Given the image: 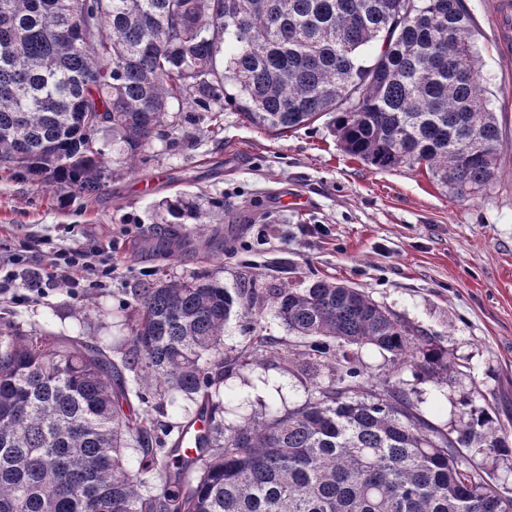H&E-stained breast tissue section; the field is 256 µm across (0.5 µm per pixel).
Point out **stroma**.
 <instances>
[{"label":"stroma","instance_id":"obj_1","mask_svg":"<svg viewBox=\"0 0 512 512\" xmlns=\"http://www.w3.org/2000/svg\"><path fill=\"white\" fill-rule=\"evenodd\" d=\"M499 3L464 0L480 82L503 131L482 196L456 200L415 168L368 167L340 150L322 120L277 137L228 108L213 135L208 113L196 110L152 142L136 172L90 199L0 173V254L25 257L1 263L0 281L27 287L54 248L96 247L113 267L104 283L88 270L79 287L60 283L26 304L0 294V317L106 343L126 333L127 291L162 272L228 288L251 275L300 288L315 275L342 280L447 349V377L400 374L428 419L459 426L460 405L471 401L512 432V43L498 40ZM291 196L303 206H288ZM173 204L184 208L177 224ZM195 211L205 223H194ZM88 296L95 311L79 313ZM311 387L275 360L242 370L224 381L225 422L235 423L238 408L300 403Z\"/></svg>","mask_w":512,"mask_h":512}]
</instances>
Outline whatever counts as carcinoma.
<instances>
[{
	"mask_svg": "<svg viewBox=\"0 0 512 512\" xmlns=\"http://www.w3.org/2000/svg\"><path fill=\"white\" fill-rule=\"evenodd\" d=\"M473 30L464 0H0V168L90 196L112 182L109 146L133 171L188 109L210 113L214 134L230 102L280 137L326 117L346 155L475 199L501 131ZM127 305L117 358L0 325V512H512L476 460L511 455L512 434L470 402L460 427L440 426L403 380L349 353L378 348L395 373L450 368L448 349L364 291L171 277ZM266 310L296 342L258 334ZM233 316L243 341L228 352ZM270 357L329 382L224 424V377ZM133 397L146 410L127 411ZM176 405L178 428L166 420ZM203 417L185 459L182 435Z\"/></svg>",
	"mask_w": 512,
	"mask_h": 512,
	"instance_id": "cac0c4a2",
	"label": "carcinoma"
}]
</instances>
